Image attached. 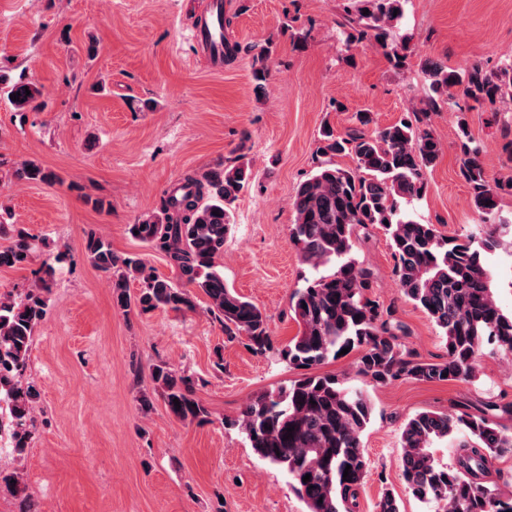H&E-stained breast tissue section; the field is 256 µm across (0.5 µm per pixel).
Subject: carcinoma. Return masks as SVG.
I'll return each instance as SVG.
<instances>
[{
    "label": "carcinoma",
    "instance_id": "1",
    "mask_svg": "<svg viewBox=\"0 0 512 512\" xmlns=\"http://www.w3.org/2000/svg\"><path fill=\"white\" fill-rule=\"evenodd\" d=\"M342 24L343 42L370 41L384 50L395 66L402 65L405 44L391 38L402 18L406 0H350ZM369 13H363V10ZM252 54L255 90L265 89L271 46L247 47L224 41V59ZM429 81L421 106L394 124L371 132L368 112L357 114L360 127L344 137L323 129L317 153L324 160L301 182L292 199L295 213L291 238L302 262L313 269L332 265L292 294L291 310L300 330L282 355L300 377L288 387L251 398L231 422L245 434L262 460L283 468L306 512H355L358 494L369 468L362 436L373 405L361 390L346 386L333 375L318 372L344 348L358 349L359 373L376 384L399 379L424 382H470L483 350L512 354V313L504 312L493 292V274L485 255L503 238L512 239V224L498 215L499 187L491 184L470 147L465 124H460V175L469 184L480 224L466 237L443 234L434 224L416 220L402 209L425 196L427 174L441 153V143L429 128L431 113L457 105L455 91L482 107L512 101V65L491 72L476 65L461 74L433 58L421 65ZM0 89L15 96L17 112L34 111L42 89L31 81L0 79ZM31 94H25V91ZM348 153L355 166L341 168L333 158ZM239 163L187 175L161 201L160 213L130 225L134 238L164 254L179 270L177 285L153 273L138 257H119L105 238L90 232L84 255L95 268L110 275L113 302L128 311L158 308L191 309L187 287L203 293L209 310L224 333L243 336L254 351L270 346L266 316L224 281L220 260L232 218V205L249 184L252 170ZM18 182L52 185L57 177L37 160L12 168ZM381 229L395 259L394 274L405 298L421 308L442 333L446 356L440 362L416 359L403 349L392 312L369 296L372 274L354 256L357 228ZM0 269L25 266L33 237L0 221ZM138 279V296L129 281ZM50 286L17 297L0 298V402L6 404L8 432L16 458L30 447L35 403L40 396L33 381L22 382L36 327L46 308ZM152 377L171 414L181 420L205 416L195 397L193 379L162 363ZM180 402L175 407L173 400ZM294 431L287 432L288 428ZM288 440H283L284 436ZM452 440L455 462L448 466L435 457V444ZM400 447L402 475L412 495L434 505L435 512H512V497L487 486L491 459L512 450V432L484 414L420 412L405 423ZM348 477H343L344 471ZM310 480L303 481L305 475Z\"/></svg>",
    "mask_w": 512,
    "mask_h": 512
}]
</instances>
